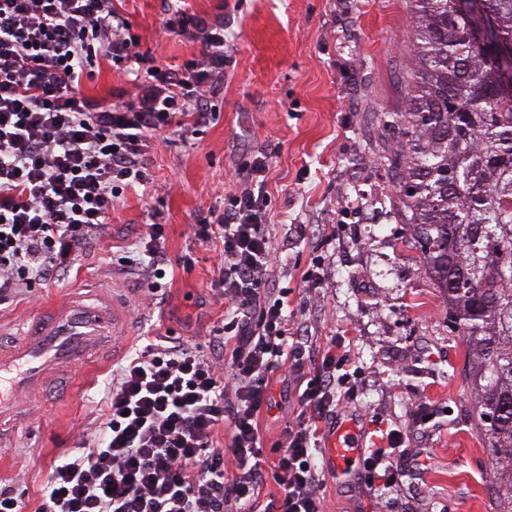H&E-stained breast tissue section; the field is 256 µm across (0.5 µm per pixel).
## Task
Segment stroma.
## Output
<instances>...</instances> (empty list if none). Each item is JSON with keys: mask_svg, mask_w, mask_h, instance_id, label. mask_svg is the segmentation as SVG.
<instances>
[{"mask_svg": "<svg viewBox=\"0 0 512 512\" xmlns=\"http://www.w3.org/2000/svg\"><path fill=\"white\" fill-rule=\"evenodd\" d=\"M158 64L183 66L201 47L167 34L169 8L223 17L224 85L214 116L198 135L148 139L147 188L126 190L109 217L111 232L46 285L25 288L0 306V330L12 333L40 309L81 289L114 295L128 324L103 365L77 369L65 392L33 397L31 413L5 435L0 486L24 512H40L51 465L74 452L102 420L103 390L145 336L208 347L224 319L220 241L195 240L192 226L222 208L232 178L262 152L270 158L266 229L277 248L275 271L288 291L291 319L306 327L314 356L344 337L358 372V395L340 410L365 446L386 431L404 436L417 477L378 489L321 472L324 512H497L498 463L472 419L468 348L448 320V304L396 209L392 177L410 68V0H112ZM127 77L98 58L82 92L118 102ZM357 198L358 209L346 206ZM165 227L172 261L157 296L121 265L146 225ZM323 262L319 284L304 273ZM272 406L259 418L266 445L293 417L295 384L278 372ZM436 419L416 429L415 414Z\"/></svg>", "mask_w": 512, "mask_h": 512, "instance_id": "obj_1", "label": "stroma"}]
</instances>
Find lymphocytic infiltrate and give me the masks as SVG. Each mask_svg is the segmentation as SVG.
Wrapping results in <instances>:
<instances>
[{"instance_id":"f902f5d3","label":"lymphocytic infiltrate","mask_w":512,"mask_h":512,"mask_svg":"<svg viewBox=\"0 0 512 512\" xmlns=\"http://www.w3.org/2000/svg\"><path fill=\"white\" fill-rule=\"evenodd\" d=\"M164 30L200 42L198 58L173 68L140 53L112 0H0V305L66 269L97 239L114 198L147 184L148 134L209 123L208 100L224 82V25L177 11ZM99 55L132 75L128 102L82 95L85 69ZM269 169L266 155L253 156L223 212L195 230L223 245L220 333L232 344L229 363L180 343L136 352L116 369L93 438L52 466L40 512H322L320 425L358 387L346 356L329 352L309 364L308 340L288 317L264 230ZM163 237V225L152 224L138 239L137 263L153 293L168 266ZM283 367L300 391L268 457L258 420ZM226 420L223 451L209 437ZM386 441L360 456L369 485L410 474L401 431ZM271 479L281 496L264 505Z\"/></svg>"}]
</instances>
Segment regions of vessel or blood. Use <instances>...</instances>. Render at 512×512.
I'll return each instance as SVG.
<instances>
[{"instance_id":"b4317fda","label":"vessel or blood","mask_w":512,"mask_h":512,"mask_svg":"<svg viewBox=\"0 0 512 512\" xmlns=\"http://www.w3.org/2000/svg\"><path fill=\"white\" fill-rule=\"evenodd\" d=\"M125 317L117 303L92 306L79 294L50 306L46 320L10 348L0 347V419L22 394L35 392L52 376L102 355L110 340L119 336ZM362 446L354 421L334 422L320 450L324 467L338 476L355 473Z\"/></svg>"}]
</instances>
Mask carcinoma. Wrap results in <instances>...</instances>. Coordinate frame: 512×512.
I'll return each mask as SVG.
<instances>
[{
    "label": "carcinoma",
    "mask_w": 512,
    "mask_h": 512,
    "mask_svg": "<svg viewBox=\"0 0 512 512\" xmlns=\"http://www.w3.org/2000/svg\"><path fill=\"white\" fill-rule=\"evenodd\" d=\"M512 45V0H484ZM412 68L396 166L402 223L448 301L469 350L478 432L503 467L499 512H512V95L466 39L454 0H412Z\"/></svg>",
    "instance_id": "cac0c4a2"
}]
</instances>
